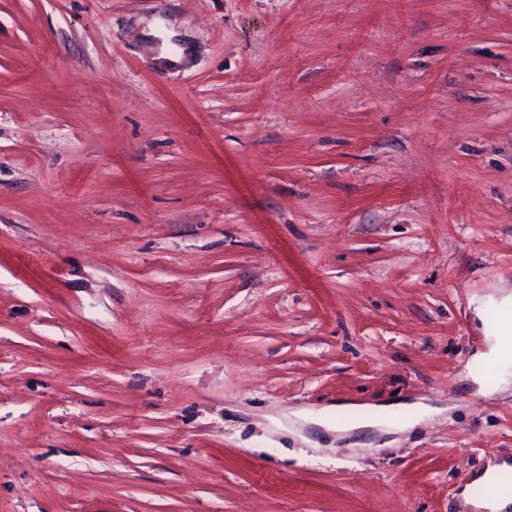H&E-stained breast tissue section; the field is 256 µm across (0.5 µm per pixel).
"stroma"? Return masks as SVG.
<instances>
[{"instance_id": "obj_1", "label": "stroma", "mask_w": 512, "mask_h": 512, "mask_svg": "<svg viewBox=\"0 0 512 512\" xmlns=\"http://www.w3.org/2000/svg\"><path fill=\"white\" fill-rule=\"evenodd\" d=\"M511 292L512 0H0V512H471ZM489 305H494L500 310L501 318L497 325L485 329L487 351L475 354L470 367V376L473 382L479 385V391L483 395L498 391L507 379L499 375L495 383H489L484 376L473 373L471 370L473 366H497L501 371L512 367V294L500 298L489 297L483 304H479L475 310L481 323Z\"/></svg>"}]
</instances>
